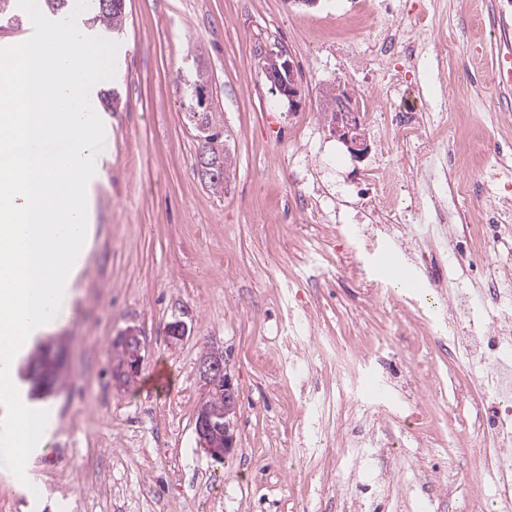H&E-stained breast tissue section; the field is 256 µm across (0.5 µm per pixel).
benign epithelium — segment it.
<instances>
[{
  "label": "benign epithelium",
  "mask_w": 512,
  "mask_h": 512,
  "mask_svg": "<svg viewBox=\"0 0 512 512\" xmlns=\"http://www.w3.org/2000/svg\"><path fill=\"white\" fill-rule=\"evenodd\" d=\"M263 71L272 90L288 101L289 108L300 104L301 90L291 59L283 54L272 56ZM320 108L329 113V132L347 146L354 159H361L367 152V145L354 93L340 85L325 88L321 92ZM190 332L188 323L180 318L169 322L166 328L167 338L173 343L183 340ZM142 362L139 332L129 327L112 343V379L121 387H130L140 373ZM199 374L208 388V395L217 391L224 394V407H215L208 399L199 405L194 422L196 445L211 459L222 462L236 448L234 428L240 413L238 387L219 348L211 347L203 353Z\"/></svg>",
  "instance_id": "benign-epithelium-1"
}]
</instances>
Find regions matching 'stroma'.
<instances>
[{
    "instance_id": "1",
    "label": "stroma",
    "mask_w": 512,
    "mask_h": 512,
    "mask_svg": "<svg viewBox=\"0 0 512 512\" xmlns=\"http://www.w3.org/2000/svg\"><path fill=\"white\" fill-rule=\"evenodd\" d=\"M396 3L417 9L426 36L455 38L440 75L453 90L448 121L430 133L439 144L455 135L466 146L459 175L481 176L496 164L495 146L512 144V85L495 81L512 53L503 30L512 0ZM125 13L122 33L110 37L115 75L102 87L120 107L98 112L97 232L68 321L41 339L67 353L45 398L57 426L27 473L44 493L26 499V482L0 469V512H127L112 492L118 477L143 512H205L219 494L224 512H369L361 492L334 491L356 403L387 415L374 437L390 443L396 475L422 480L423 512H491V486L473 495L469 475L496 450L483 430L485 399L461 386L448 350L447 297L417 266L416 287L367 298L363 282L381 279L379 251L406 254L397 235L379 232L374 249L357 252L353 280L333 248L345 226L307 224L297 234L288 221L296 127L322 122V85L364 88L357 26L337 19L336 0L312 9L288 0H125ZM280 52L298 70L294 110L261 75ZM200 69L233 158L217 190L198 174L199 134L185 117V83ZM320 138L309 177L341 208L354 207L356 163L328 132ZM481 138L493 150L478 146ZM303 311L314 328L296 337V367L255 364L270 327L290 326ZM420 315L434 331L427 346L411 332ZM178 316L192 331L172 344L166 326ZM129 327L141 334L144 360L136 385L123 390L112 380V342ZM209 343L223 349L240 395L236 448L222 463L194 435L206 395L197 364ZM358 350L370 353L359 367ZM420 383L429 418L415 426L407 416Z\"/></svg>"
}]
</instances>
